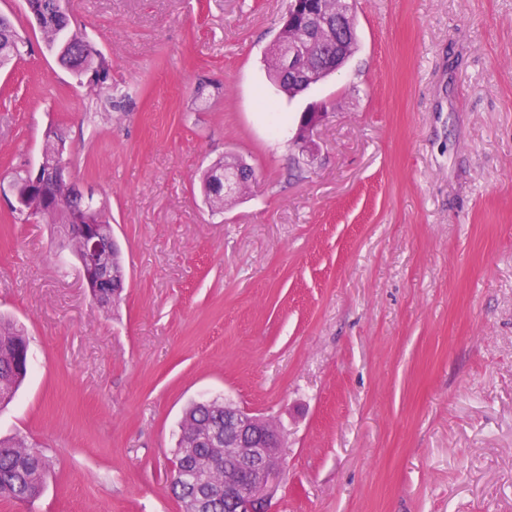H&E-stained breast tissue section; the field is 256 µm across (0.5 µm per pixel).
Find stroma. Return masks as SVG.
<instances>
[{"instance_id": "obj_1", "label": "stroma", "mask_w": 512, "mask_h": 512, "mask_svg": "<svg viewBox=\"0 0 512 512\" xmlns=\"http://www.w3.org/2000/svg\"><path fill=\"white\" fill-rule=\"evenodd\" d=\"M67 7L103 84L0 0L25 40L0 186L61 130L127 279L99 306L57 225L0 198V318L31 360L0 438L50 461L32 512H182L178 425L217 397L286 435L270 512H512V0H356L355 53L293 99L265 61L288 0ZM227 153L254 177L218 217L199 176ZM327 114L323 103L313 104L301 113L292 142L297 147L302 159L314 157L317 148L314 139L315 133Z\"/></svg>"}]
</instances>
